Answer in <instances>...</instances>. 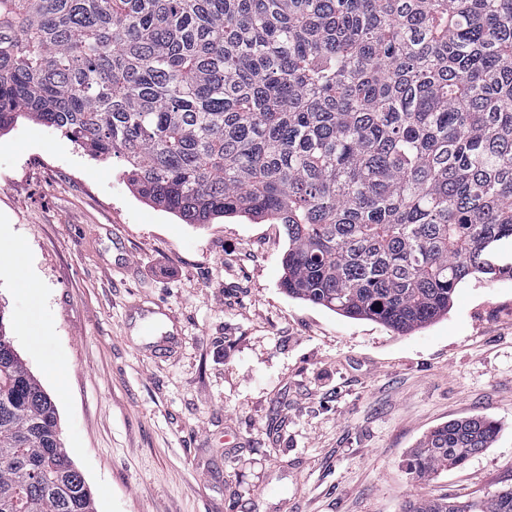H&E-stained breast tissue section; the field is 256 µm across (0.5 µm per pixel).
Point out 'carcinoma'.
Wrapping results in <instances>:
<instances>
[{"label":"carcinoma","instance_id":"carcinoma-1","mask_svg":"<svg viewBox=\"0 0 512 512\" xmlns=\"http://www.w3.org/2000/svg\"><path fill=\"white\" fill-rule=\"evenodd\" d=\"M118 159L187 224L283 226L288 297L397 333L512 274V0H0V132ZM0 307V512H96ZM499 429L429 432L418 479ZM404 512H512V486Z\"/></svg>","mask_w":512,"mask_h":512}]
</instances>
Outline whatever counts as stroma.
Returning a JSON list of instances; mask_svg holds the SVG:
<instances>
[{
    "mask_svg": "<svg viewBox=\"0 0 512 512\" xmlns=\"http://www.w3.org/2000/svg\"><path fill=\"white\" fill-rule=\"evenodd\" d=\"M41 296L46 349L0 268L14 345L55 402L97 512H403L512 486V276L471 279L408 334L289 298L282 225L203 227L142 201L118 161L21 119L0 133V244ZM496 420L430 480L439 424ZM499 429L490 418L476 415L452 420L429 432L407 459V469L418 479L464 466L473 456L491 448Z\"/></svg>",
    "mask_w": 512,
    "mask_h": 512,
    "instance_id": "obj_1",
    "label": "stroma"
}]
</instances>
